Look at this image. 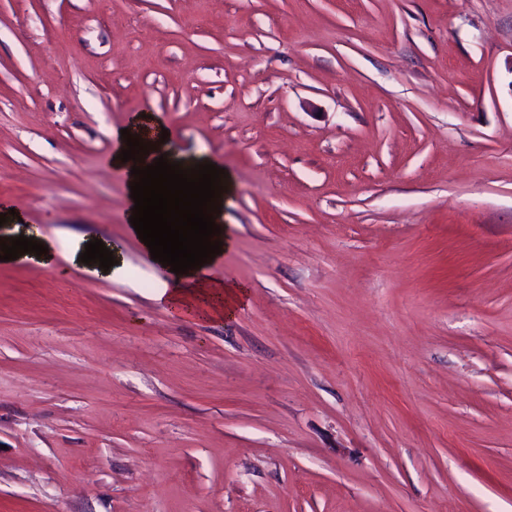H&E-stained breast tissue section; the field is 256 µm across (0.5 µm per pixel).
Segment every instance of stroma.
Masks as SVG:
<instances>
[{
  "instance_id": "stroma-1",
  "label": "stroma",
  "mask_w": 512,
  "mask_h": 512,
  "mask_svg": "<svg viewBox=\"0 0 512 512\" xmlns=\"http://www.w3.org/2000/svg\"><path fill=\"white\" fill-rule=\"evenodd\" d=\"M143 114L232 176L229 318L128 232ZM0 202V512H512V0H0ZM9 210L10 208H4L2 212L3 214H6V217H8V222L3 224L9 225V228H7L5 235L0 236V243L1 241H6V243L11 246L10 239H17V236L24 234L26 238L34 237L33 241H38V243H42L43 246H47L46 238L41 235L37 228L29 224L18 222V216L16 214L15 216H12V214H9Z\"/></svg>"
}]
</instances>
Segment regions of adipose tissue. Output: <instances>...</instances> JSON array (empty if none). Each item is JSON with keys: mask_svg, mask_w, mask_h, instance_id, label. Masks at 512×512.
I'll list each match as a JSON object with an SVG mask.
<instances>
[{"mask_svg": "<svg viewBox=\"0 0 512 512\" xmlns=\"http://www.w3.org/2000/svg\"><path fill=\"white\" fill-rule=\"evenodd\" d=\"M215 260L183 274L168 273L167 284L159 297L176 313L212 320L232 314L243 289L239 284L213 278Z\"/></svg>", "mask_w": 512, "mask_h": 512, "instance_id": "1", "label": "adipose tissue"}]
</instances>
